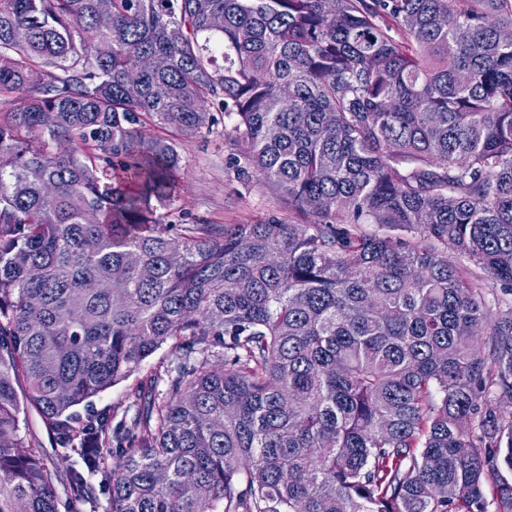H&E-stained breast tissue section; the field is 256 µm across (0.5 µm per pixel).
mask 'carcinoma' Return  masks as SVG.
<instances>
[{"mask_svg": "<svg viewBox=\"0 0 512 512\" xmlns=\"http://www.w3.org/2000/svg\"><path fill=\"white\" fill-rule=\"evenodd\" d=\"M504 29L512 0H0V95L24 93L0 117V512L62 507L27 409L76 496L112 448L108 512H487L512 470V306L473 271L512 294ZM216 110L296 223L157 212ZM164 345L131 417L74 424Z\"/></svg>", "mask_w": 512, "mask_h": 512, "instance_id": "carcinoma-1", "label": "carcinoma"}]
</instances>
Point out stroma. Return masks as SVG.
<instances>
[{"instance_id":"35a3bbf8","label":"stroma","mask_w":512,"mask_h":512,"mask_svg":"<svg viewBox=\"0 0 512 512\" xmlns=\"http://www.w3.org/2000/svg\"><path fill=\"white\" fill-rule=\"evenodd\" d=\"M234 121L221 118L215 133L186 135L178 140L182 175L177 198L162 206V213L178 224L205 221L211 224H257L271 218L291 221L292 213L280 192L258 174L243 176L238 160L246 151L243 142L232 135ZM168 348L158 349L149 357L141 374L150 373L167 360ZM132 375L127 380L99 394L89 408L79 409L77 416L85 420L101 414L122 412L126 394L140 381Z\"/></svg>"}]
</instances>
